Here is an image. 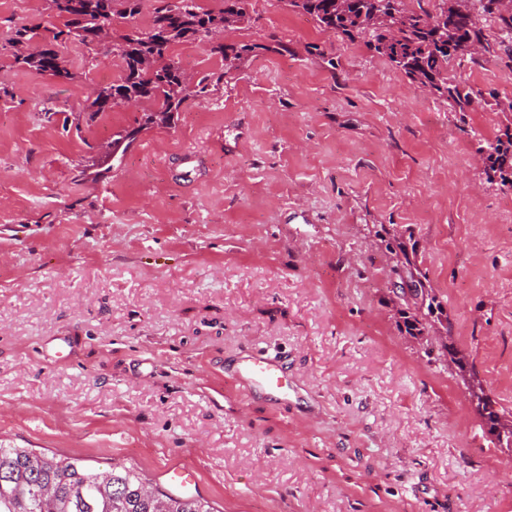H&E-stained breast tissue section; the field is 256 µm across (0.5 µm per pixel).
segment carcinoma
<instances>
[{"label": "carcinoma", "instance_id": "obj_1", "mask_svg": "<svg viewBox=\"0 0 512 512\" xmlns=\"http://www.w3.org/2000/svg\"><path fill=\"white\" fill-rule=\"evenodd\" d=\"M51 8L63 20L54 39L78 41L94 50L110 44L112 55L121 60L123 75L97 89L87 107L89 119L122 105L146 99L153 104L148 122L166 124L191 95L206 94L223 81L224 74L239 66L248 55L270 50L264 44L211 45V35L224 32L249 19V0H216L203 9L198 0H155L150 23L112 39L116 20L140 12V0H50ZM292 9L310 16L318 27L350 40L364 38L368 47L402 71L411 82L447 102L456 112L469 111L480 93L451 75L454 66L474 60L471 48L488 49L490 18L498 44L512 49V11L500 7V0H439L435 12H409L404 0H285ZM32 28H15L11 43L15 61L38 74L71 79L73 74L56 51L31 47ZM198 42L224 60V72L193 80L169 62L173 47ZM507 124L503 135L478 148L489 180L512 188V101L498 103ZM392 271L400 281L419 285L400 298V332L426 338V353L436 360H448L457 370L476 402L479 415L492 431L508 421L494 408L468 360L457 348L425 336L434 325L452 335L453 323L442 302L426 287V276L416 262V251L406 242L387 244ZM0 512H214L208 501L154 489L132 467L110 464L103 471L85 468L80 460L36 453L26 448H0Z\"/></svg>", "mask_w": 512, "mask_h": 512}]
</instances>
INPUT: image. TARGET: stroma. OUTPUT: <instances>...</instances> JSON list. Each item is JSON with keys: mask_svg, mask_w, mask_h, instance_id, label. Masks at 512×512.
Returning <instances> with one entry per match:
<instances>
[{"mask_svg": "<svg viewBox=\"0 0 512 512\" xmlns=\"http://www.w3.org/2000/svg\"><path fill=\"white\" fill-rule=\"evenodd\" d=\"M250 3L224 40L261 52L228 72L176 46L186 74L224 79L149 125L145 102L88 118L118 59L55 39L49 0H0V446L160 489L188 466L216 512H512V451L399 332L386 249L414 239L512 420V188L477 161L512 58L495 43L457 69L484 94L459 114L363 39ZM23 24L71 79L15 62ZM256 353L287 398L230 375Z\"/></svg>", "mask_w": 512, "mask_h": 512, "instance_id": "stroma-1", "label": "stroma"}]
</instances>
